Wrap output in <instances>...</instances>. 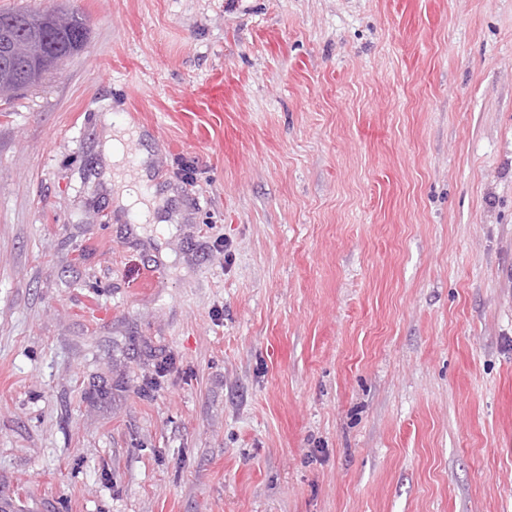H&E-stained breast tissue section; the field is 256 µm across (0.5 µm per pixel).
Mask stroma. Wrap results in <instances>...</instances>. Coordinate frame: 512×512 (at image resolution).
Instances as JSON below:
<instances>
[{"mask_svg":"<svg viewBox=\"0 0 512 512\" xmlns=\"http://www.w3.org/2000/svg\"><path fill=\"white\" fill-rule=\"evenodd\" d=\"M18 8L90 39L0 104V499L512 512V0ZM104 179L109 185L112 184V193L117 202L128 205L135 200L134 188L131 187L134 186L132 184L133 178L123 173L120 166H117L113 172H106Z\"/></svg>","mask_w":512,"mask_h":512,"instance_id":"35a3bbf8","label":"stroma"}]
</instances>
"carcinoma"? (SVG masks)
Segmentation results:
<instances>
[{
    "instance_id": "carcinoma-1",
    "label": "carcinoma",
    "mask_w": 512,
    "mask_h": 512,
    "mask_svg": "<svg viewBox=\"0 0 512 512\" xmlns=\"http://www.w3.org/2000/svg\"><path fill=\"white\" fill-rule=\"evenodd\" d=\"M0 29L19 39L38 34L44 56L35 55L21 69L9 57V48L0 44V97L39 84L57 66L51 59L72 57L83 51L89 40L85 18L77 12L33 13L25 9L0 11Z\"/></svg>"
}]
</instances>
